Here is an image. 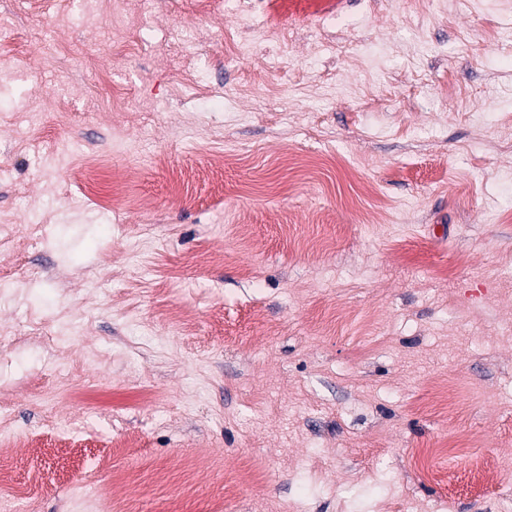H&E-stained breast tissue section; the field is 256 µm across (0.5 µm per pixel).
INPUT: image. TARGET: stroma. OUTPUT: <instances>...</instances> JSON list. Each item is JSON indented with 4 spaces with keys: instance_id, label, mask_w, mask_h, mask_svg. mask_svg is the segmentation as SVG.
Returning <instances> with one entry per match:
<instances>
[{
    "instance_id": "obj_1",
    "label": "stroma",
    "mask_w": 512,
    "mask_h": 512,
    "mask_svg": "<svg viewBox=\"0 0 512 512\" xmlns=\"http://www.w3.org/2000/svg\"><path fill=\"white\" fill-rule=\"evenodd\" d=\"M320 8L0 0L30 512H512V0Z\"/></svg>"
}]
</instances>
